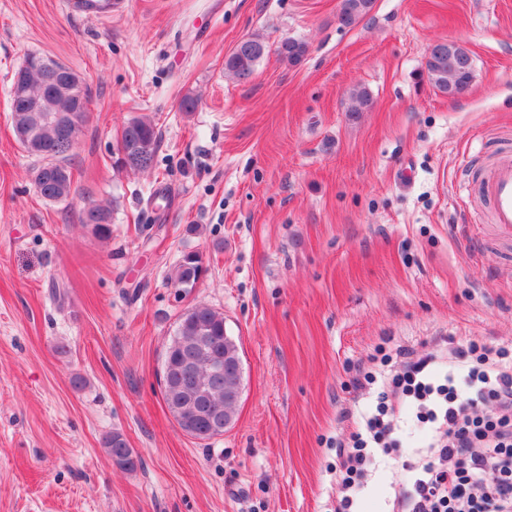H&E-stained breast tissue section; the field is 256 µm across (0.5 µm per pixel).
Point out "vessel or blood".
<instances>
[{"label":"vessel or blood","mask_w":512,"mask_h":512,"mask_svg":"<svg viewBox=\"0 0 512 512\" xmlns=\"http://www.w3.org/2000/svg\"><path fill=\"white\" fill-rule=\"evenodd\" d=\"M471 184L491 207V217L500 235L512 237V148L503 147Z\"/></svg>","instance_id":"1"}]
</instances>
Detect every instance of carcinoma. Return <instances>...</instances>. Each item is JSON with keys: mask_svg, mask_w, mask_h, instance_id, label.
I'll return each instance as SVG.
<instances>
[{"mask_svg": "<svg viewBox=\"0 0 512 512\" xmlns=\"http://www.w3.org/2000/svg\"><path fill=\"white\" fill-rule=\"evenodd\" d=\"M374 0H340L337 21L344 28L354 27L368 16ZM292 66L300 64L308 54V43L302 39L286 38L271 48L265 38L253 35L236 45L224 59V71L239 82L248 81L258 63L270 52ZM49 66L30 65L24 72L28 96L36 100L41 112L25 113L28 136L19 139L24 150L40 159L34 184L44 199L62 203L74 194L71 172L67 166L70 152L77 138L61 126L46 120L47 111L56 108V101L46 95L54 78V69L63 66L58 60L45 56ZM427 81L438 91L452 94L459 86H470L473 79V61L470 51L460 47L448 54V46H435L425 62ZM370 104L369 91L361 86L352 88L347 111L358 114ZM157 124L148 116L132 118L124 128L119 154L114 161L118 168L145 171L155 166L158 151ZM111 213L108 209L88 202L82 208L81 224L91 228L94 235L106 238L110 234ZM203 264L202 255L189 251L172 268L169 280L185 292L195 288ZM239 355L235 340L229 336L224 313L205 304L189 306L179 315L173 335L165 348L162 370V394L167 408H181L179 427L190 437L209 440L222 435L217 427L233 420L237 404L227 400L228 392L241 383L224 374L212 372V363ZM103 448L113 465L125 472L136 470L139 459L119 432H112L103 440Z\"/></svg>", "mask_w": 512, "mask_h": 512, "instance_id": "cac0c4a2", "label": "carcinoma"}]
</instances>
